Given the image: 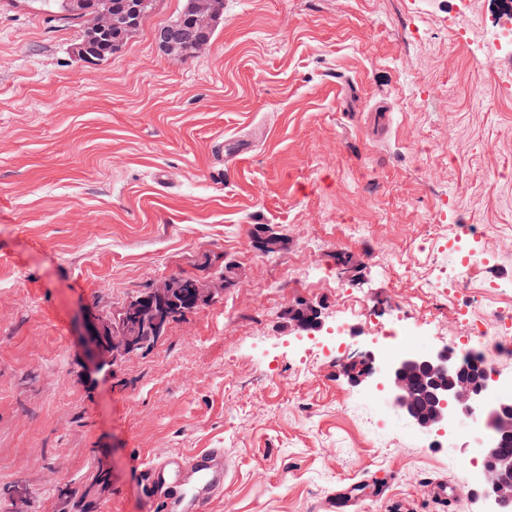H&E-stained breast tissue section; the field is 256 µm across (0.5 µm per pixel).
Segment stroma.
Returning <instances> with one entry per match:
<instances>
[{
    "mask_svg": "<svg viewBox=\"0 0 512 512\" xmlns=\"http://www.w3.org/2000/svg\"><path fill=\"white\" fill-rule=\"evenodd\" d=\"M454 2L224 0L183 58L154 34L184 0H153L84 63L81 21L0 0V512L18 486L29 512H146L145 464L208 448L230 472L206 512H334L350 490L353 512H483L466 442L396 411L373 436L371 384L288 315L307 301L323 332L347 320L352 355L377 331L355 303L399 307L416 349L445 345L465 328L436 294L441 245L463 224L512 312V56L484 39L485 0L457 42ZM258 224L285 235L279 253L254 248ZM206 256L240 285L115 373L88 371L91 306L215 279Z\"/></svg>",
    "mask_w": 512,
    "mask_h": 512,
    "instance_id": "35a3bbf8",
    "label": "stroma"
}]
</instances>
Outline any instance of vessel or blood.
<instances>
[{
    "mask_svg": "<svg viewBox=\"0 0 512 512\" xmlns=\"http://www.w3.org/2000/svg\"><path fill=\"white\" fill-rule=\"evenodd\" d=\"M223 461V449L212 448L178 464L163 460L147 465L144 477L152 512H175L177 502L170 490L180 486L186 487L194 512H204L209 497L221 489L228 474Z\"/></svg>",
    "mask_w": 512,
    "mask_h": 512,
    "instance_id": "1",
    "label": "vessel or blood"
}]
</instances>
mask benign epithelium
Listing matches in <instances>:
<instances>
[{
  "label": "benign epithelium",
  "mask_w": 512,
  "mask_h": 512,
  "mask_svg": "<svg viewBox=\"0 0 512 512\" xmlns=\"http://www.w3.org/2000/svg\"><path fill=\"white\" fill-rule=\"evenodd\" d=\"M65 5L66 14L82 19L86 34L91 37L135 24L131 12L114 8L112 0H65ZM223 10V0H188L185 16L160 30L158 41L166 51L189 57L210 44ZM183 280L182 276L166 278L132 297L118 313L110 317L100 314L86 324L84 336L90 369H113L137 354L143 323L153 325L156 339L165 336L172 323L171 302ZM236 285L238 279L234 276L209 286L198 282L182 300L196 310ZM293 315L301 328L318 331L322 327L320 311L313 305L300 303L293 307ZM342 371L355 387L369 378L382 376L391 406L427 436L442 431L459 411L473 415L476 421L488 415L494 426V435L483 448L488 480L483 488L469 492L468 498L487 502L488 512H512V453L502 444L512 437V403L497 402L485 410L493 389L491 373L486 372L477 380L471 378L446 346L424 353L407 352L389 362L366 350L345 362Z\"/></svg>",
  "instance_id": "7a95c632"
}]
</instances>
